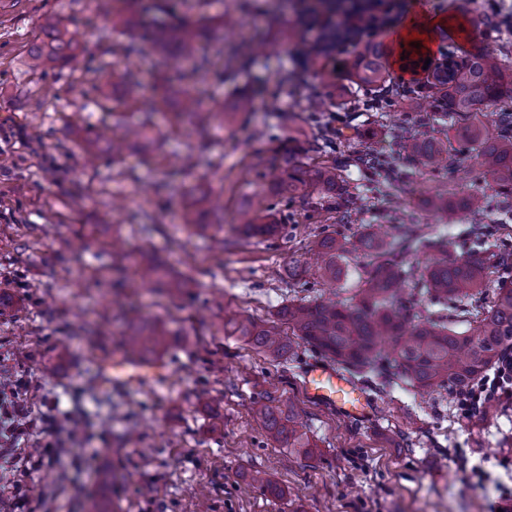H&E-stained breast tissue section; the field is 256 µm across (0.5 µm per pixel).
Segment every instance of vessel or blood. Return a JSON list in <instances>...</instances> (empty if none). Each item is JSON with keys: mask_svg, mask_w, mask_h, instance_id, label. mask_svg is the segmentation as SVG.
I'll return each mask as SVG.
<instances>
[{"mask_svg": "<svg viewBox=\"0 0 512 512\" xmlns=\"http://www.w3.org/2000/svg\"><path fill=\"white\" fill-rule=\"evenodd\" d=\"M99 375L105 384L138 388L163 385L169 371L161 360L116 354L102 361ZM303 386L310 399L335 408L345 417L364 420L373 413L366 394L328 361L311 362L304 372Z\"/></svg>", "mask_w": 512, "mask_h": 512, "instance_id": "obj_1", "label": "vessel or blood"}]
</instances>
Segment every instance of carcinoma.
Listing matches in <instances>:
<instances>
[{
	"label": "carcinoma",
	"instance_id": "obj_1",
	"mask_svg": "<svg viewBox=\"0 0 512 512\" xmlns=\"http://www.w3.org/2000/svg\"><path fill=\"white\" fill-rule=\"evenodd\" d=\"M327 8L336 19L318 24L315 16H301L298 22L318 28L312 42L296 41L290 29L281 31L279 42L294 55L297 70L282 77L292 83L310 69L315 62L329 57L338 49L348 51L344 60L350 85L339 89L338 95L349 96L372 112H388L404 104L409 112L400 121L393 137L407 157L416 165L427 168L442 178L451 179L456 157L465 152L475 154L482 173L489 175L503 197L512 196V107L500 103L507 86L512 84V61L477 52L466 55L453 65L443 63L432 72V80L405 91L403 101L386 96L366 99L372 92H389L390 74L387 67L388 49L381 42L362 39L363 30L384 28L392 22L394 3L383 0H328ZM42 44L31 52V68L46 72L67 68L83 71V48L76 36L63 25V20L52 15L41 25ZM201 30L193 25L155 36L152 45L163 51L172 45L180 63L176 77L168 79L169 91L178 98L176 119L201 135L208 133L215 121H224V113L216 112L201 92L187 80L207 69L208 59L196 55V43ZM268 42L237 44L226 49V54L238 63L258 56L267 49ZM493 107L500 114L499 129L495 135L485 132L470 122L480 107ZM429 112H440L457 127L455 148L422 131ZM156 102L140 101L132 114L127 133L110 139L98 132L84 138L89 153L106 150L122 155L133 147L147 148L153 141L157 124ZM307 149L290 145L284 152V165L273 179L270 192L282 199L305 200L316 193L326 202V208L342 212L352 222L359 220L354 212L341 210V204L352 203L353 187L344 179L336 160L329 157L320 162L307 163L302 155ZM357 161L370 168L392 171L391 163L376 153L372 142H362L356 153ZM170 171L156 184V188L177 189L173 177L189 173L194 164L189 157L168 160ZM205 194L186 193V204L181 219L183 226L194 232L205 233L213 225L204 218L218 212L208 208ZM430 210L448 214L456 208L476 216L484 214L486 197L476 189L459 202L454 201V190L448 195L435 194L425 199ZM240 232L246 237L275 236L282 224L272 205H248L241 212ZM325 263L323 274L330 280L341 272L338 262L350 250L372 257L370 269L364 278V287L347 302L312 304L290 303L281 307L277 316L292 329V334L303 344L326 353L352 372H360L371 365L378 366L382 385L389 384L387 374L394 371L411 385L421 390H464L482 379L498 361L502 350L512 344V281L499 282L492 304L477 318L467 333H457L448 327V303H461L479 292L485 285L495 245L485 241L482 248L465 257L450 259L439 237L428 236L415 224H401L396 235L386 240L372 233L357 238L349 245L344 239L327 235L316 243ZM121 262L138 263L141 281H152L170 292L189 287V281L180 277L167 261L137 262L132 251L112 250ZM423 254L426 262L414 285L413 292L403 296V285L413 278L407 258ZM427 300L439 307L434 317L411 321L406 304ZM125 331L122 342L127 352L148 356L164 350L170 331L159 322L148 323L137 312L122 313ZM233 332L254 348L279 358L291 355L294 344L286 339L276 326H265L250 318L228 322ZM257 413L264 420L268 432L275 438L288 441V447L298 454L310 457L314 444L301 430L293 409L283 410L267 401L257 402Z\"/></svg>",
	"mask_w": 512,
	"mask_h": 512
}]
</instances>
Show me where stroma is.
<instances>
[{
  "instance_id": "obj_1",
  "label": "stroma",
  "mask_w": 512,
  "mask_h": 512,
  "mask_svg": "<svg viewBox=\"0 0 512 512\" xmlns=\"http://www.w3.org/2000/svg\"><path fill=\"white\" fill-rule=\"evenodd\" d=\"M430 12L466 18L468 38L459 54L512 53V31L493 17L512 0H420ZM113 15L140 27L173 28L205 20L200 52L212 61L198 86L215 101L232 102L236 90L254 106L212 126L207 135L182 130L173 118L174 95L162 79L174 60L143 43L140 53L118 48L134 33L98 14L93 0H0V380L14 383L17 401L35 420L55 421V437L34 428L0 446V471L18 493H0V512H90L103 502L110 512H512V400L493 415L469 417L453 393L423 391L404 379L381 387L376 373L352 375L373 404V417L352 421L311 402L302 370L320 351L306 345L275 359L226 332L227 317L272 323L289 302L345 301L357 292L367 261L349 253L336 280L324 277L313 242L324 235L348 240L366 225L385 229L415 224L441 234L449 258L496 241L512 252V205L496 193L473 154L463 155L467 193L478 184L487 197L482 216L458 210L446 217L423 201L446 182L413 165L393 143V112H355L333 88L346 82L344 51L306 73L325 95L323 111L295 107L301 90L279 77L294 69L288 51L250 59L245 69H225L220 46L243 37L274 39L294 19L282 0H112ZM48 13L63 17L84 49L87 74L29 68ZM108 39H101L103 30ZM138 85H129L126 73ZM154 96L167 114L149 152L119 158L88 156L90 131L121 134L123 119L142 96ZM279 101L288 112L273 111ZM373 136L391 157L392 179L360 174L352 166L360 140ZM334 141L343 173L363 187L362 221L347 224L339 212L310 213L301 203L279 202L291 223L271 240L244 237L240 211L269 197L282 147L295 139L309 146ZM170 155L191 156L190 175L177 183L199 185L224 202L223 245L172 226L183 199L157 193L156 170ZM146 258L177 257L190 278L182 294L148 285L112 286V241ZM298 267V279L287 270ZM171 330L160 359L170 366L164 386L130 389L100 383L98 365L121 352L119 306ZM263 397L293 407L316 443L311 457L273 439L255 412ZM52 456H44L47 440ZM265 473L284 489L277 499L253 487L250 473Z\"/></svg>"
}]
</instances>
